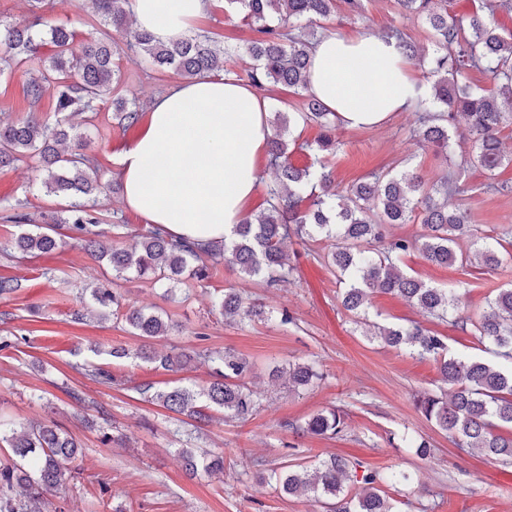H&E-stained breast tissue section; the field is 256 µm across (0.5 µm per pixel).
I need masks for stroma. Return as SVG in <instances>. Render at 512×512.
<instances>
[{
    "label": "stroma",
    "mask_w": 512,
    "mask_h": 512,
    "mask_svg": "<svg viewBox=\"0 0 512 512\" xmlns=\"http://www.w3.org/2000/svg\"><path fill=\"white\" fill-rule=\"evenodd\" d=\"M45 25L64 24L79 36H90L94 15L89 0H46ZM399 24L424 52L432 40L417 18L400 19L394 0H364V16L354 20L337 10L327 30L379 33ZM198 28L215 32L218 41L236 45L253 37L240 13L210 8ZM124 92L147 103L179 83V76L148 66L128 52L121 59ZM25 70L0 76V121L15 122L30 112L54 121L50 99L32 106L24 100ZM417 109L393 114L382 124L336 129V150L324 156L338 190L373 172L416 169L425 183L444 175L466 190L469 219L476 236H501L512 228V194H484V177L460 157L445 159L429 148L417 147L411 133L418 125ZM94 123L99 130L88 152L97 156L108 177L119 174V155L137 137L138 128L125 129L104 104ZM42 173L30 159L0 170V276L23 279L16 293L0 297V419L29 423L51 420L81 445L82 475L75 487L55 494L56 512H324L307 496L285 494L270 480L271 470L284 465L310 466L330 455H343L363 470L385 476L403 470L414 480L392 490L396 512H512V464L505 466L477 452L457 448L447 434L427 421L416 408L424 393L441 394L445 385L436 363L398 352L365 336L363 326L341 305L335 276L319 261L329 246L324 242L293 241L291 262L297 271L277 288L217 266L210 286L167 296L150 281L131 278L122 292L138 305L166 312L180 325L178 333L156 340L164 350H232L247 358L252 370L248 386L262 403L247 421L216 420L205 426L194 445L224 455V475L206 473L187 479L180 450L184 443L173 433L168 412L142 400L135 387L143 381L159 385L208 379L205 368L179 372L153 370L132 359L113 365L110 351L134 345L124 324L87 315L75 320L79 298L93 279L111 277L106 263L92 258L77 242L50 255L31 257L4 252L20 229L9 222L15 200L27 202L33 223H51L64 198L41 188ZM107 216L106 236L132 245L141 214L127 209L121 195L101 199ZM125 223L123 234L113 227ZM408 270L440 288H455L471 310L485 306L498 289L512 286V262L498 270L465 272L457 266L427 264L419 253L405 259ZM234 287L249 300L287 309L290 323L279 320L228 322L212 306L214 289ZM10 347H2V340ZM316 363L323 378L314 387L296 389L287 379H272L274 367ZM89 365L113 368L119 382L102 385L88 380ZM81 401H74L72 392ZM336 408L347 417L346 430L335 437L303 432L316 412ZM112 434L113 443L101 440ZM423 436L429 455L408 448V438Z\"/></svg>",
    "instance_id": "35a3bbf8"
}]
</instances>
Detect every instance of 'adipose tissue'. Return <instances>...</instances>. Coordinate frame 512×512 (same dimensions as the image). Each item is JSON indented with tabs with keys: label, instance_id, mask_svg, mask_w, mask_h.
Masks as SVG:
<instances>
[{
	"label": "adipose tissue",
	"instance_id": "1",
	"mask_svg": "<svg viewBox=\"0 0 512 512\" xmlns=\"http://www.w3.org/2000/svg\"><path fill=\"white\" fill-rule=\"evenodd\" d=\"M212 3L131 0V10L139 29L168 43L189 36ZM310 63L312 92L347 128L382 123L413 105L416 70L394 41L332 31ZM268 118L266 99L231 78H198L161 94L120 156L126 207L176 240L233 237L260 181Z\"/></svg>",
	"mask_w": 512,
	"mask_h": 512
}]
</instances>
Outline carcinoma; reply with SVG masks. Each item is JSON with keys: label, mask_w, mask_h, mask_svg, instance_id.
Listing matches in <instances>:
<instances>
[{"label": "carcinoma", "mask_w": 512, "mask_h": 512, "mask_svg": "<svg viewBox=\"0 0 512 512\" xmlns=\"http://www.w3.org/2000/svg\"><path fill=\"white\" fill-rule=\"evenodd\" d=\"M44 0H27V15L18 22H0V74L24 67L36 73L23 86L32 103L50 96L54 111L63 115L96 112L110 100L115 119L129 127L138 122L143 105L119 92L121 81L118 42L138 53L150 65L171 70L185 80L214 75L224 70L232 52L205 33L180 41L160 43L145 31L131 27L130 0H91L98 17L97 35L77 41L65 26L41 29ZM400 14L419 17L427 25L435 50L425 55L409 40L403 28L392 25L382 32L396 40L405 57L418 61L423 79L416 87L420 126L412 138L445 152L453 150L452 129L458 115L466 117L473 154L463 158L481 168L492 192L508 195L512 183L498 179L500 170L512 164V153L501 150L499 134L512 126V31L491 17L497 10L512 11V0H482L481 11L458 18L448 13L447 0H396ZM227 7L244 14L256 37L240 54L252 61L246 81L263 88L280 86L304 100L293 112L277 109L269 120L271 134L267 153L274 180L267 186L266 209L247 215L230 239L203 245L176 242L156 224H144L137 232L139 248L130 251L102 240L100 196L114 191L103 180L94 160L86 153L82 133L63 117L53 125L31 116L20 123H0V169L26 158L43 163L42 187L55 196L72 199L71 205L53 217L46 230L25 231L13 248L27 254H48L64 246L53 225L65 224L71 239L95 259L107 261L112 279L90 289L88 304L99 318L116 317L130 333L142 340L138 348H114V358H137L156 369L177 372L196 363L209 367L211 380L204 385L160 388L145 381L136 386L144 398L179 415L177 433H185L187 417L198 424L212 421L210 411L224 412L226 420H245L259 406L260 396L243 382L249 362L232 351L209 349L192 354L174 346L159 352L153 340L171 335L178 325L162 314L128 301L118 281L134 274L172 291L187 283L205 285L216 264L259 280L270 288L289 282L293 272L286 243L319 238L331 243L328 264L336 269V281L345 310L365 318L374 295H392L412 303L432 319L449 320L473 336L480 350L493 357L467 361L447 353L448 337L435 334L417 321L408 325L381 326L375 332L385 346L412 356L429 355L450 387L445 396L428 394L416 400L425 418L448 432L457 447L477 448L492 460L512 463V287L502 288L486 300L479 312H471L459 293L438 288L402 268L403 258L418 251L431 265H459L494 271L508 262V251L499 241H483L473 255L455 250L457 240L471 232L468 211L448 206V197L461 189L444 178L425 185L412 169L396 174L374 175L336 190L331 172L324 166L299 168L290 160L294 129L315 123L321 134L306 148L316 154L336 150V113L309 91V49L320 37L315 23L336 13L337 0H225ZM48 42L52 53L38 54L37 43ZM483 73L493 84L490 90L472 89L463 83L467 71ZM312 204L304 208L305 199ZM418 223L417 237L388 232L396 224ZM214 306L224 319L243 321L266 318L268 312L248 303L233 288L218 291ZM323 374L309 363L288 368L293 387H307ZM343 419L335 409L311 416L304 431L336 435ZM0 447L11 451L0 460V512H48V495L75 483L80 475L76 441L51 422L15 425L0 422ZM186 471L224 472V457L204 449L183 451ZM359 463L332 455L311 469L289 465L273 472L284 493L307 494L324 501L334 512H394L392 498L379 486L380 476L368 472L357 477ZM359 485L349 495L350 487Z\"/></svg>", "instance_id": "cac0c4a2"}]
</instances>
